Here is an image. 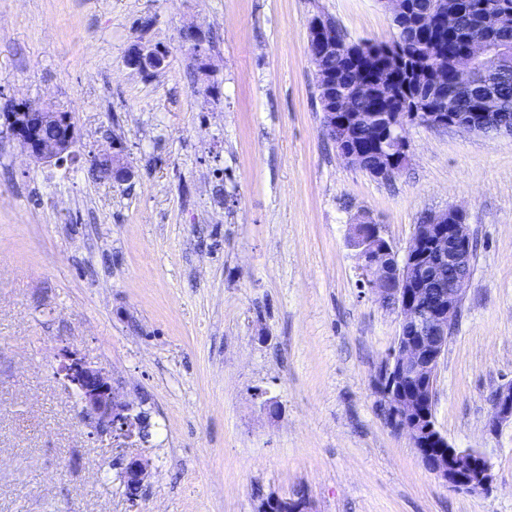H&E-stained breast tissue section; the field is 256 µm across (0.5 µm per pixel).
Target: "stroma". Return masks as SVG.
<instances>
[{
  "label": "stroma",
  "instance_id": "1",
  "mask_svg": "<svg viewBox=\"0 0 512 512\" xmlns=\"http://www.w3.org/2000/svg\"><path fill=\"white\" fill-rule=\"evenodd\" d=\"M320 14L354 42L395 36L382 0H0V110L50 105L78 133L49 167L0 127V512H253L300 487L315 512H512V423L486 427L512 381V136L411 125L391 180L347 165L307 52ZM136 44L165 68L127 69ZM115 137L123 184L91 170ZM452 207L473 258L435 422L489 457L478 495L387 425L374 378L400 318L348 245L360 214L401 251ZM64 345L150 418L137 497L55 372Z\"/></svg>",
  "mask_w": 512,
  "mask_h": 512
}]
</instances>
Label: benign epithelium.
<instances>
[{"instance_id":"benign-epithelium-1","label":"benign epithelium","mask_w":512,"mask_h":512,"mask_svg":"<svg viewBox=\"0 0 512 512\" xmlns=\"http://www.w3.org/2000/svg\"><path fill=\"white\" fill-rule=\"evenodd\" d=\"M313 27L316 39L310 45L309 57L323 93V128L327 136L336 140L337 152L348 164L366 169L369 153L362 141V131L369 128L372 120L382 134L373 141L379 162L371 173L382 180L393 177L409 160L410 145L405 136L408 125L484 132L488 113L457 112L451 102L446 108L435 109L429 105V98L421 95L409 107H380L371 115L354 111V99L369 96L370 85L359 80L349 87L343 86L336 71L323 70L320 59L338 55L360 64L376 61L385 79L391 66L387 57L393 51L373 43L340 39L338 27L324 16L316 19ZM183 40L198 60L206 59L200 28L186 29ZM488 57V47L474 43L461 59L462 68L468 72L475 63L488 61ZM165 61L166 53L160 47L137 44L129 51L126 66L146 75L161 69ZM3 119L10 135L35 160L59 164L72 157L77 134L64 112L21 103L14 111L4 113ZM92 161L115 183L122 184L134 176L124 147L115 137L112 146L93 155ZM461 216L454 208L429 215L416 225L404 253L400 254L382 235L380 225L365 215L352 225L350 245L356 251L368 287L400 316L399 336L375 378L376 394L397 419L395 430L406 433L414 447L435 442V450L420 454L428 472L453 491L479 494L488 491L492 483L490 459L478 450L453 447L436 428L434 417L416 410L412 403L416 398L425 404L435 395L438 365L469 287L467 276L455 279L446 290L436 287L441 270L446 268L452 274L470 265L469 225ZM55 359L56 374L76 392L82 414L92 424L94 434L110 436L121 448L148 439L147 418L141 413L133 414V405L121 398L105 369L92 364L69 345L59 348ZM489 403L486 427L495 432L503 423L512 422V383L493 391ZM149 466V460L140 453L123 456L121 477L130 494L141 487ZM254 512H313V504L307 491L299 488L289 497L273 492L266 495L257 501Z\"/></svg>"}]
</instances>
